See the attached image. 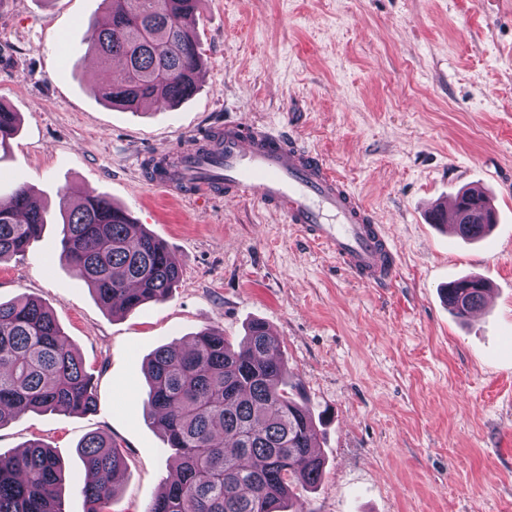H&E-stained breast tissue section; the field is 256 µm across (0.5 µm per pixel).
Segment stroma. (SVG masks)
Returning <instances> with one entry per match:
<instances>
[{
    "instance_id": "stroma-1",
    "label": "stroma",
    "mask_w": 512,
    "mask_h": 512,
    "mask_svg": "<svg viewBox=\"0 0 512 512\" xmlns=\"http://www.w3.org/2000/svg\"><path fill=\"white\" fill-rule=\"evenodd\" d=\"M101 0H0V104L19 129L0 152V199L29 187L50 222L0 262V301L52 310L93 377L97 409L28 411L0 453L37 440L65 466L64 512H84L77 447L123 450L111 512H146L174 468L143 410L160 346L252 320L278 339L326 459L297 512H512V0H205L197 92L165 110L101 101L91 50ZM292 129L394 240L393 287L362 284L250 200L194 201L148 185V155L224 119ZM481 186L487 237L449 239L427 203ZM103 195L180 261L171 296L112 313L59 261L66 192ZM473 274L493 291L459 320L442 290Z\"/></svg>"
}]
</instances>
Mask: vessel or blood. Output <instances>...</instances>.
Listing matches in <instances>:
<instances>
[{"label": "vessel or blood", "mask_w": 512, "mask_h": 512, "mask_svg": "<svg viewBox=\"0 0 512 512\" xmlns=\"http://www.w3.org/2000/svg\"><path fill=\"white\" fill-rule=\"evenodd\" d=\"M148 183L193 200L253 199L369 287H389L398 274L394 242L371 210L319 153L285 131L225 121L204 150L169 154ZM428 219L456 232L455 202L432 205Z\"/></svg>", "instance_id": "vessel-or-blood-1"}]
</instances>
